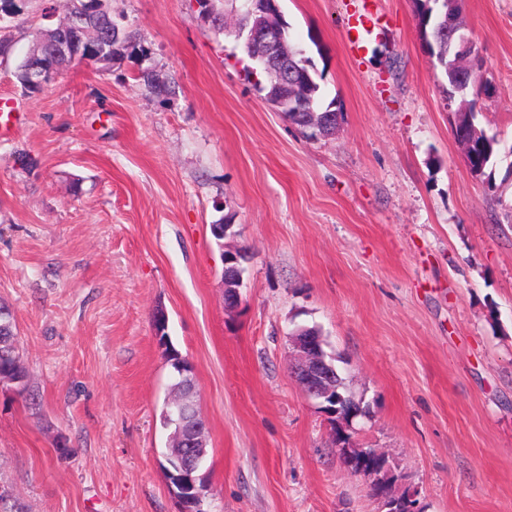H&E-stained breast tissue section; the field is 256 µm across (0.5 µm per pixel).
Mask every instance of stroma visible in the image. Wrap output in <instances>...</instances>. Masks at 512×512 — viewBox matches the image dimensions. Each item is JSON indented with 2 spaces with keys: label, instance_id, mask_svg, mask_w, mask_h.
<instances>
[{
  "label": "stroma",
  "instance_id": "stroma-1",
  "mask_svg": "<svg viewBox=\"0 0 512 512\" xmlns=\"http://www.w3.org/2000/svg\"><path fill=\"white\" fill-rule=\"evenodd\" d=\"M109 6L137 34L112 65L22 89L16 61L69 0H31L0 64L15 115L0 136V306L27 372L25 391L0 387V487L23 512H181L161 308L208 426L205 512H385L290 373L297 325L321 329L370 403L351 436L388 457L394 494L416 492L420 512H512V0H462L493 86L476 117L501 140L491 190L454 137L459 102L413 0H376L358 62L345 0H281L341 114L314 141L197 0ZM142 66L164 93L134 80ZM240 248L228 311L223 254Z\"/></svg>",
  "mask_w": 512,
  "mask_h": 512
}]
</instances>
